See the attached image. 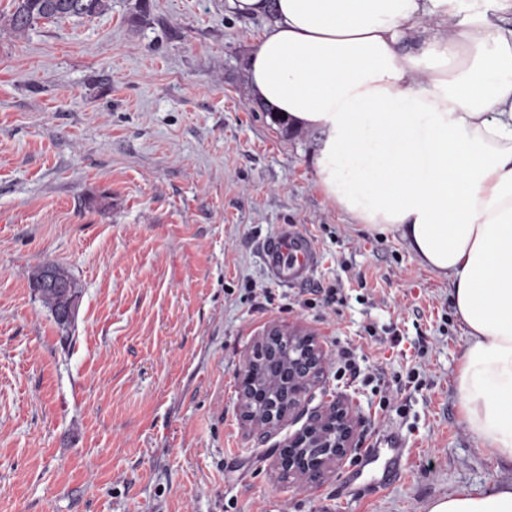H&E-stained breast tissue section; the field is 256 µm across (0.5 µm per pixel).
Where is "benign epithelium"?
<instances>
[{"label": "benign epithelium", "mask_w": 512, "mask_h": 512, "mask_svg": "<svg viewBox=\"0 0 512 512\" xmlns=\"http://www.w3.org/2000/svg\"><path fill=\"white\" fill-rule=\"evenodd\" d=\"M327 364L316 336L301 328L272 327L253 344L236 372L243 417L261 435L279 429L301 406ZM359 427V417L345 403L334 399L324 404L282 443L278 468L304 478L311 488L318 485L353 448Z\"/></svg>", "instance_id": "benign-epithelium-1"}]
</instances>
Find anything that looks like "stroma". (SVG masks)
Returning a JSON list of instances; mask_svg holds the SVG:
<instances>
[{"label": "stroma", "mask_w": 512, "mask_h": 512, "mask_svg": "<svg viewBox=\"0 0 512 512\" xmlns=\"http://www.w3.org/2000/svg\"><path fill=\"white\" fill-rule=\"evenodd\" d=\"M263 27L226 0L0 25V512H427L512 484L461 417L467 336L447 280L333 206L315 134L251 98ZM282 224L318 252L310 287H341L335 310L300 309L267 275L258 244ZM46 262L81 291L70 327L29 285ZM274 325L331 359L353 345L360 376L331 362L262 438L235 373ZM334 398L363 421L345 464L385 427L412 450L403 479L358 502L341 495L345 464L311 492L275 464Z\"/></svg>", "instance_id": "obj_1"}]
</instances>
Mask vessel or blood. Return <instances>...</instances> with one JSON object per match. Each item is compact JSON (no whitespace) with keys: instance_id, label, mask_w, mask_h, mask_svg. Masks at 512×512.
<instances>
[{"instance_id":"obj_1","label":"vessel or blood","mask_w":512,"mask_h":512,"mask_svg":"<svg viewBox=\"0 0 512 512\" xmlns=\"http://www.w3.org/2000/svg\"><path fill=\"white\" fill-rule=\"evenodd\" d=\"M260 257L268 276L281 286L294 288L307 283L318 263V253L298 225L283 224L264 239ZM411 450L399 431L379 432L371 448L365 449L356 468L343 472L341 483L350 500L361 497L364 483L385 490L407 471Z\"/></svg>"}]
</instances>
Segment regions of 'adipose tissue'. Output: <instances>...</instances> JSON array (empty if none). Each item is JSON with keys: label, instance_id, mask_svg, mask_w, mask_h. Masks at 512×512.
Wrapping results in <instances>:
<instances>
[{"label": "adipose tissue", "instance_id": "1", "mask_svg": "<svg viewBox=\"0 0 512 512\" xmlns=\"http://www.w3.org/2000/svg\"><path fill=\"white\" fill-rule=\"evenodd\" d=\"M264 20L252 98L317 133L326 198L446 278L462 418L512 462V0H227ZM429 512H512V485Z\"/></svg>", "mask_w": 512, "mask_h": 512}]
</instances>
